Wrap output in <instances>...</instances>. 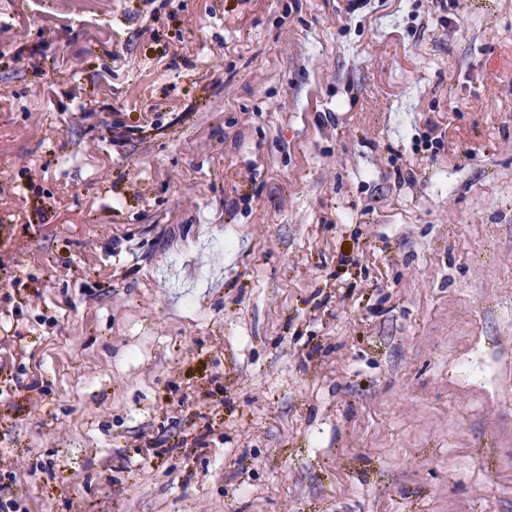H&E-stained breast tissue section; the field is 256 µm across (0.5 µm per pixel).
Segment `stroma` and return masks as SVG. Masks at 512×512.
<instances>
[{
	"label": "stroma",
	"mask_w": 512,
	"mask_h": 512,
	"mask_svg": "<svg viewBox=\"0 0 512 512\" xmlns=\"http://www.w3.org/2000/svg\"><path fill=\"white\" fill-rule=\"evenodd\" d=\"M0 500L512 512V0H0Z\"/></svg>",
	"instance_id": "obj_1"
}]
</instances>
